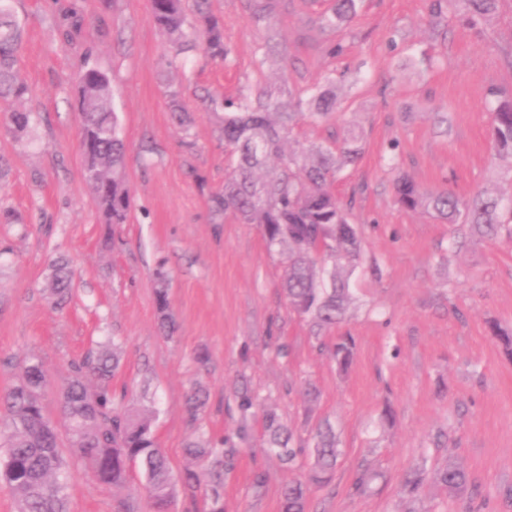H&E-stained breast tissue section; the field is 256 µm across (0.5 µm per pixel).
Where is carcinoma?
Returning <instances> with one entry per match:
<instances>
[{"label": "carcinoma", "instance_id": "cac0c4a2", "mask_svg": "<svg viewBox=\"0 0 512 512\" xmlns=\"http://www.w3.org/2000/svg\"><path fill=\"white\" fill-rule=\"evenodd\" d=\"M251 19L271 23L282 0H247ZM315 22L323 32L344 31L357 16L363 0H308ZM501 0H429L428 14L439 23L459 18L471 28L488 25L498 14ZM153 18L168 42L162 68L177 66L179 56L194 48L210 59L225 61L232 52L224 42V25L211 14L207 0H150ZM22 30L8 0H0V99L19 102L31 95L30 86L17 71L16 51ZM275 35L257 47L259 63H281L273 57ZM346 75L328 71L303 94L286 83L254 90L241 88L222 101L224 145L235 156L224 180V193L213 197L215 211L241 224L260 226L267 245L285 256L283 292L288 307L299 318L325 332L343 320L353 301L349 277L362 256L361 236L353 222L351 207L339 202L332 186L341 172L355 165L364 152L362 132L348 131L342 139L321 142L288 141L290 131L309 120L322 123L341 106L340 94ZM494 149L512 160V92L492 86ZM109 76L85 65L77 74L76 101L81 115V143L93 142L85 158V177L92 185L108 224L126 222L130 193L125 180L126 144L120 135L111 104ZM5 120L17 134L30 121L27 112H9ZM395 173L398 204L410 211L425 210L445 224H470L482 234L496 233L512 224V196L503 201L494 196L462 198L446 190L424 191L388 159ZM57 304L69 297L68 275L58 265L55 275ZM319 349L329 350L336 364H348L352 342L347 337L327 347L318 337ZM119 366V345L103 349L71 364L66 385L57 396L58 411L70 433L69 454L59 444V434L46 415L42 392L47 385L43 364L29 360L23 380L0 395V447L6 449L0 463V484L12 493L18 512H67L71 470L81 464L96 480L114 487L125 483L130 464L139 465L143 485L155 512H168L177 494L194 500L204 497V512H225L224 476L233 469L240 449L222 439L212 442L199 434L186 443L187 455L198 468H185L173 475L169 460L154 436L156 412L149 408L123 407L125 393H116L112 377ZM237 408L247 416L259 406L250 389L235 392ZM199 387L186 395L185 405L194 415L205 405ZM263 436L270 451L289 466L304 452L288 424L273 409L262 414ZM341 450L330 429H319L309 449L306 480H293L284 487L280 512H306L308 485H325L336 473ZM436 479L448 489V497L465 503L478 495V487L462 468L449 466Z\"/></svg>", "mask_w": 512, "mask_h": 512}]
</instances>
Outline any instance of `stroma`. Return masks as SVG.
<instances>
[{
	"label": "stroma",
	"instance_id": "35a3bbf8",
	"mask_svg": "<svg viewBox=\"0 0 512 512\" xmlns=\"http://www.w3.org/2000/svg\"><path fill=\"white\" fill-rule=\"evenodd\" d=\"M24 25L21 77L32 89L23 102L0 100V393L18 384L30 357L43 364V403L57 418L56 394L72 361L105 337L122 343L114 388L127 401L157 411V440L174 471L190 466L185 444L194 430L235 440L241 421L234 392L242 385L301 436L329 424L343 454L330 486L311 488L309 512H448L436 474L448 463L465 469L479 497L471 512H512L502 491L512 486V354L491 336V324L512 332V234H474L429 213L401 208L383 161L395 151L403 172L426 190L462 197L512 194V162L491 146L487 90L512 88V0L484 29L451 23L434 34L427 0H364L345 36L346 53L328 58V37L303 0H290L274 24L289 57L287 70L258 64L266 30L246 0H209L232 49L224 62L201 51L184 54L162 73L165 40L149 0H12ZM81 25L72 27L70 14ZM434 52L426 72L396 71L389 38ZM105 71L120 133L128 145L126 223H105L85 178L74 82L83 62ZM356 72L335 119L304 124L294 138L323 141L363 131L366 149L335 186L353 201L362 232V262L351 278L355 301L335 335L354 339L351 363L339 371L318 349L307 322L282 294L283 258L268 249L257 225L212 207L234 158L224 146L215 103L249 85L288 81L302 89L328 68ZM180 91L190 120L180 127L168 88ZM448 111L447 124L433 117ZM28 111L15 135L3 118ZM68 262L73 297L57 307L51 263ZM168 289L159 310L156 291ZM176 324L160 333L161 317ZM286 346L287 355L277 353ZM207 352L199 364L196 356ZM201 385L197 418L184 408ZM312 385L315 396L299 392ZM251 440L224 481L226 512H279L283 486L295 476L268 452L260 416L245 421ZM375 474L366 491L352 485L359 464ZM427 478L415 497L403 483L413 469ZM263 472L262 490L252 486ZM154 512L139 467L123 487L73 469L69 512H117L120 502Z\"/></svg>",
	"mask_w": 512,
	"mask_h": 512
}]
</instances>
